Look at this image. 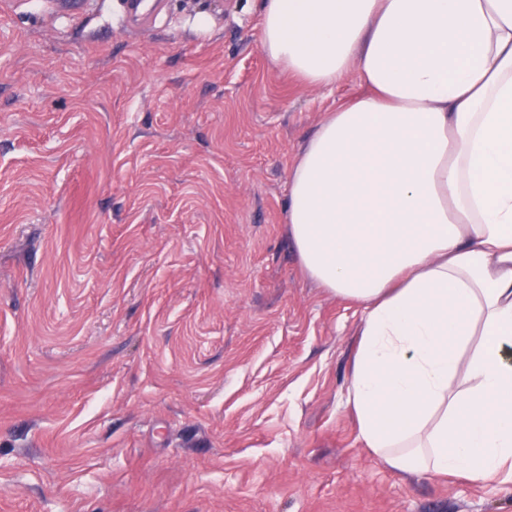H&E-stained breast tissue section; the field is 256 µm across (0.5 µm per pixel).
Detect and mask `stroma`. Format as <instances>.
Segmentation results:
<instances>
[{
  "label": "stroma",
  "instance_id": "stroma-1",
  "mask_svg": "<svg viewBox=\"0 0 512 512\" xmlns=\"http://www.w3.org/2000/svg\"><path fill=\"white\" fill-rule=\"evenodd\" d=\"M0 9V512H512L402 476L345 401L365 313L305 273V83L259 0Z\"/></svg>",
  "mask_w": 512,
  "mask_h": 512
}]
</instances>
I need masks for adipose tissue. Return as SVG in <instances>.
Returning <instances> with one entry per match:
<instances>
[{"mask_svg":"<svg viewBox=\"0 0 512 512\" xmlns=\"http://www.w3.org/2000/svg\"><path fill=\"white\" fill-rule=\"evenodd\" d=\"M260 45L367 94L299 151L288 231L362 304L346 404L400 474L512 482V0H261Z\"/></svg>","mask_w":512,"mask_h":512,"instance_id":"1","label":"adipose tissue"}]
</instances>
